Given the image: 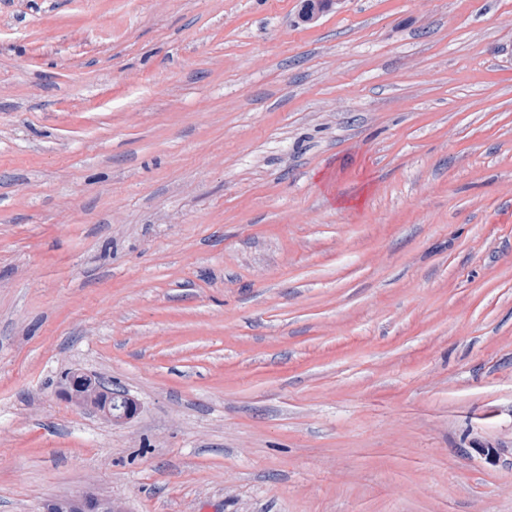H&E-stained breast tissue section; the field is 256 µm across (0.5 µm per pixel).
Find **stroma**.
I'll use <instances>...</instances> for the list:
<instances>
[{"label": "stroma", "mask_w": 512, "mask_h": 512, "mask_svg": "<svg viewBox=\"0 0 512 512\" xmlns=\"http://www.w3.org/2000/svg\"><path fill=\"white\" fill-rule=\"evenodd\" d=\"M301 5L0 0V512H512V0ZM85 376L86 374L71 371L65 374L67 396L70 400H74L79 405L93 407L96 410L108 415L107 411L110 410L109 393L97 388L93 384H87L84 385L83 388H80Z\"/></svg>", "instance_id": "35a3bbf8"}]
</instances>
